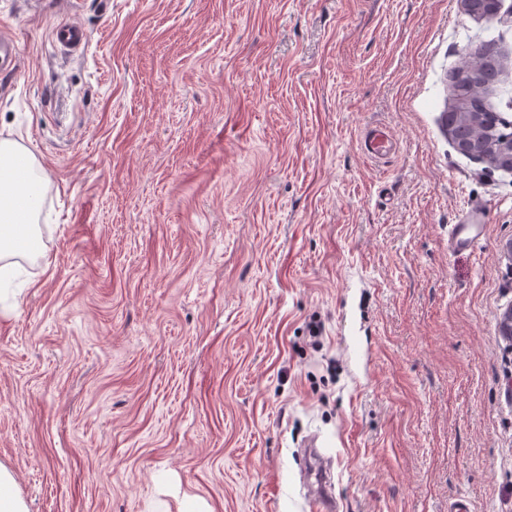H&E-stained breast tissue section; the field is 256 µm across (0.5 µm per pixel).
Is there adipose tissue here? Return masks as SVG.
Instances as JSON below:
<instances>
[{
	"label": "adipose tissue",
	"mask_w": 512,
	"mask_h": 512,
	"mask_svg": "<svg viewBox=\"0 0 512 512\" xmlns=\"http://www.w3.org/2000/svg\"><path fill=\"white\" fill-rule=\"evenodd\" d=\"M42 180L35 161L0 140V259L38 252L36 225Z\"/></svg>",
	"instance_id": "obj_1"
}]
</instances>
